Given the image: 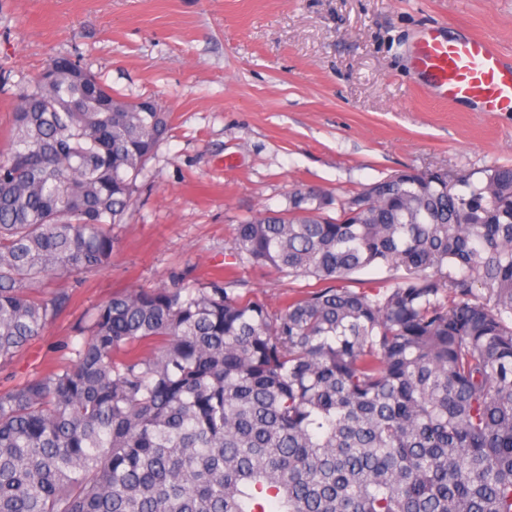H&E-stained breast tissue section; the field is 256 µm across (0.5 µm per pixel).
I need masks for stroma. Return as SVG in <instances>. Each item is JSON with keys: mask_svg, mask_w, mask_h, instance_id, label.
Masks as SVG:
<instances>
[{"mask_svg": "<svg viewBox=\"0 0 512 512\" xmlns=\"http://www.w3.org/2000/svg\"><path fill=\"white\" fill-rule=\"evenodd\" d=\"M433 25L512 58V0H0V153L19 93L58 57L172 114L111 266L50 281L71 302L0 389L65 363L76 322L130 289L229 273L275 311L313 288L227 254L236 224L285 209L294 189L321 190L332 214L399 170L512 165V112L416 83L413 49Z\"/></svg>", "mask_w": 512, "mask_h": 512, "instance_id": "1", "label": "stroma"}]
</instances>
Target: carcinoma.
<instances>
[{
    "mask_svg": "<svg viewBox=\"0 0 512 512\" xmlns=\"http://www.w3.org/2000/svg\"><path fill=\"white\" fill-rule=\"evenodd\" d=\"M171 127L54 59L0 155V370L112 262ZM299 188L231 255L313 278L277 311L238 280L116 294L68 361L0 391V512H512V166ZM387 276L359 288L362 271Z\"/></svg>",
    "mask_w": 512,
    "mask_h": 512,
    "instance_id": "obj_1",
    "label": "carcinoma"
}]
</instances>
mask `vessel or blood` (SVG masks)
<instances>
[{
    "label": "vessel or blood",
    "instance_id": "1",
    "mask_svg": "<svg viewBox=\"0 0 512 512\" xmlns=\"http://www.w3.org/2000/svg\"><path fill=\"white\" fill-rule=\"evenodd\" d=\"M412 68L440 102L475 101L485 112L512 111V64L491 38L455 40L442 27H430L415 49Z\"/></svg>",
    "mask_w": 512,
    "mask_h": 512
}]
</instances>
